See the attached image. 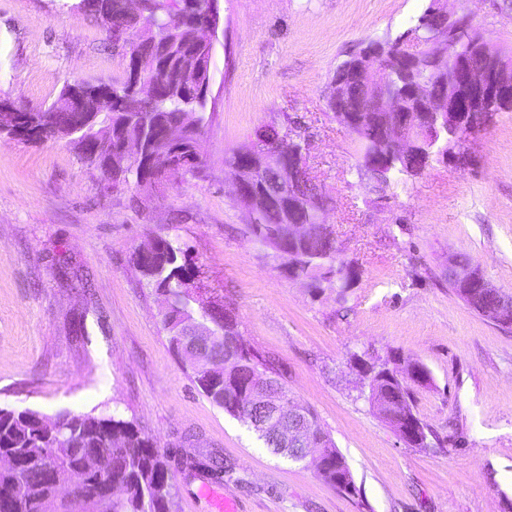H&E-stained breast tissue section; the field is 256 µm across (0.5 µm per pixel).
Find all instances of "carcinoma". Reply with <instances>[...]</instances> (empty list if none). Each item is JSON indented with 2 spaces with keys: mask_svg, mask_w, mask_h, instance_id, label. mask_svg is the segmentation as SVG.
Returning <instances> with one entry per match:
<instances>
[{
  "mask_svg": "<svg viewBox=\"0 0 512 512\" xmlns=\"http://www.w3.org/2000/svg\"><path fill=\"white\" fill-rule=\"evenodd\" d=\"M128 0H81L79 8L94 15L112 43L126 48L127 77L112 86L117 95L97 106L99 116L85 130L74 134L80 139L105 140L112 145L115 166L107 180L119 189L130 185L150 192L166 182L190 174L200 176L205 168L202 137L213 120L206 112L207 97L188 93L170 81L169 76L188 66L197 67L198 85L210 80V70L199 68L202 50L195 42L189 24L178 18L182 11L202 13L209 0H148L138 17L127 12ZM438 14L435 0L411 25L407 32L417 36L422 53L430 48ZM473 31L461 32L452 45V55H465L471 48ZM402 48L400 39L381 41V52L373 59L385 71L387 87L407 95L408 108L418 100L410 95L416 85L430 99L448 96V84L436 73L424 68L397 67L394 60ZM136 56H147L157 69L144 74L139 81L148 85L142 93L130 94L131 63ZM341 101L362 113L363 121L349 129L355 144L359 178H367L380 189L404 190L408 182L433 164L443 160L444 153L462 148L467 134L442 136L431 146L422 141L414 151L396 155L391 151L388 133L382 128V117L372 110L374 90L351 79L338 87ZM154 141L163 143L165 152H178L193 157L194 162L179 170L167 168L161 158L148 166L141 159H132L117 152L119 142ZM268 166L260 158L244 159L232 151L224 155V170L247 184H265L268 194L277 193L276 184L267 178ZM291 219L284 211L266 207L257 211L255 222L249 224L252 235L273 250L288 252L287 263L294 265V275L314 282L331 280L342 267L340 249L332 231L319 235L301 247L289 239ZM133 263L156 294L168 296L163 312V328L171 347L182 358L196 363L195 382L202 394L214 405L242 421L257 434L264 447L279 454L281 441L265 426V414L251 405L246 389L254 377L265 375L269 385L288 394V389L269 360L246 347L232 310L220 306L205 308L204 294L188 283L196 279V271L186 259V251L176 240L159 237L157 246L147 256H133ZM373 403L385 421L400 429L415 418L409 388L397 372L383 363L369 381ZM295 411L304 418L316 447L322 449L321 463L316 470L332 486L345 492L355 490L353 474L345 458L337 450L330 435L323 429L313 410L292 401ZM46 415L30 408L0 407V454H12L16 468L0 473V512H55L51 488L46 484L42 467L56 469V479L75 481L81 487L86 508L84 512H171L177 494L175 477L155 441L143 433L132 420L112 414L71 413L56 415L57 429L48 434L42 426ZM88 458L97 459L112 479L124 482L128 492L110 502L97 492V475L83 469ZM187 467H203L213 475L224 477V461L211 454L201 461L186 460Z\"/></svg>",
  "mask_w": 512,
  "mask_h": 512,
  "instance_id": "1",
  "label": "carcinoma"
}]
</instances>
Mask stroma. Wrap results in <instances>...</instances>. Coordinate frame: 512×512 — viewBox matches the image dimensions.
<instances>
[{
	"label": "stroma",
	"mask_w": 512,
	"mask_h": 512,
	"mask_svg": "<svg viewBox=\"0 0 512 512\" xmlns=\"http://www.w3.org/2000/svg\"><path fill=\"white\" fill-rule=\"evenodd\" d=\"M78 0H0V101L47 109L65 84L124 79L125 60ZM429 0H219L204 135L206 174L152 192L119 191L65 142L0 138V406L112 412L153 436L175 474L172 512H209L218 483L239 512H512V328L465 304L448 266L469 255L512 294V112L391 194L355 173L354 144L328 109L339 62L402 33ZM512 49V11L449 0ZM298 122L308 171L352 270L350 288L291 276L249 230L224 153L283 116ZM176 238L213 302L233 311L246 346L311 406L354 476L344 492L313 465L263 447L213 405L171 348L161 296L141 286L136 248ZM395 359L414 415L437 436L404 441L369 403L370 364ZM219 452L215 481L182 460Z\"/></svg>",
	"instance_id": "35a3bbf8"
}]
</instances>
